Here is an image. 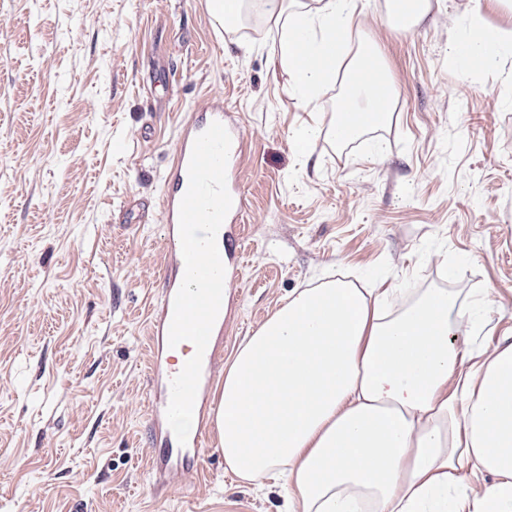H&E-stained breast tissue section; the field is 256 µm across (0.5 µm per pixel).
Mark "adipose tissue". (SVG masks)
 Segmentation results:
<instances>
[{
  "mask_svg": "<svg viewBox=\"0 0 512 512\" xmlns=\"http://www.w3.org/2000/svg\"><path fill=\"white\" fill-rule=\"evenodd\" d=\"M355 0H262L278 60L305 104L342 80L337 125L360 133L397 98L349 62ZM512 33L483 24L448 47L494 68ZM445 290L399 310L385 293L330 281L293 291L236 351L216 391L218 446L241 480H283L288 512H512V343L473 351Z\"/></svg>",
  "mask_w": 512,
  "mask_h": 512,
  "instance_id": "obj_1",
  "label": "adipose tissue"
}]
</instances>
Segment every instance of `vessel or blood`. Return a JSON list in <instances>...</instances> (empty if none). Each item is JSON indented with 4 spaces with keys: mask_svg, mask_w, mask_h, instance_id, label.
Listing matches in <instances>:
<instances>
[{
    "mask_svg": "<svg viewBox=\"0 0 512 512\" xmlns=\"http://www.w3.org/2000/svg\"><path fill=\"white\" fill-rule=\"evenodd\" d=\"M225 121L224 104L211 101L192 120L186 121L178 131L177 162L169 172L168 189L161 198L163 224L162 239L165 248L163 292L159 304L154 308L149 322V363L147 372L151 389L147 396V417L152 428L154 442L159 449L148 461L150 472L168 471L171 462L177 461L188 466L194 463L205 448L209 436L207 424V393L211 380V368L216 362V345L208 343L203 356L202 373L194 405L197 427L188 437L186 445H179L166 418V409L171 397V380L182 370L185 362L195 353L192 342L183 341L177 346L168 342L169 327L173 315V303L185 271L179 235V205L189 183L188 166L195 139L211 123ZM231 136L228 157V171H235L241 142L237 125L226 123Z\"/></svg>",
    "mask_w": 512,
    "mask_h": 512,
    "instance_id": "b4317fda",
    "label": "vessel or blood"
}]
</instances>
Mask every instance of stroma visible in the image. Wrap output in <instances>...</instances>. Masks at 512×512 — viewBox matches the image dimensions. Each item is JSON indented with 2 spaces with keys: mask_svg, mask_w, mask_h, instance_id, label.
Returning a JSON list of instances; mask_svg holds the SVG:
<instances>
[{
  "mask_svg": "<svg viewBox=\"0 0 512 512\" xmlns=\"http://www.w3.org/2000/svg\"><path fill=\"white\" fill-rule=\"evenodd\" d=\"M494 0H431L396 32L356 0L353 41L398 91L387 123L331 137L339 84L305 107L277 26L219 29L209 0H0V512H288L227 472L217 438L158 481L145 401L162 293L160 198L178 128L211 98L242 133L245 261L224 368L298 288H444L484 308L472 347L512 342V51L465 74L448 43ZM321 128L305 149L294 135Z\"/></svg>",
  "mask_w": 512,
  "mask_h": 512,
  "instance_id": "1",
  "label": "stroma"
}]
</instances>
